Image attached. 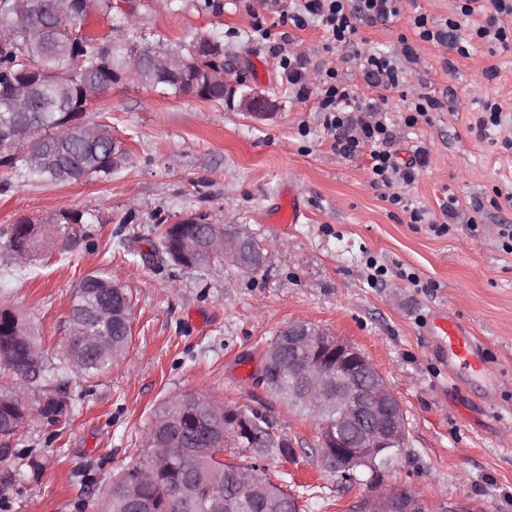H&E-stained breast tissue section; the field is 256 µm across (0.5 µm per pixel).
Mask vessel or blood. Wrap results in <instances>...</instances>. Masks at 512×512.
Returning <instances> with one entry per match:
<instances>
[{
  "label": "vessel or blood",
  "mask_w": 512,
  "mask_h": 512,
  "mask_svg": "<svg viewBox=\"0 0 512 512\" xmlns=\"http://www.w3.org/2000/svg\"><path fill=\"white\" fill-rule=\"evenodd\" d=\"M428 334L446 367L462 369L479 377H490L491 368L484 358L481 344L474 338L470 327L449 312L435 314Z\"/></svg>",
  "instance_id": "b4317fda"
}]
</instances>
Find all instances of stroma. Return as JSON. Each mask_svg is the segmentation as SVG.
<instances>
[{
    "mask_svg": "<svg viewBox=\"0 0 512 512\" xmlns=\"http://www.w3.org/2000/svg\"><path fill=\"white\" fill-rule=\"evenodd\" d=\"M135 0L137 31L169 47L205 34L224 43V59L277 109L256 119L235 105L120 83L91 107L129 151L112 176L0 185V231L25 217L68 206L98 213L92 238L68 252L46 244L31 266L0 259V300L33 328L49 357L69 334L72 292L92 271L108 269L133 298L125 354L58 383L70 398L66 417L32 421L0 454V512H100L102 488L143 461L153 416L166 398L201 392L223 405L266 416L291 439L295 455L265 460L273 480L298 494L306 512H347L365 494L405 489L429 502H466L479 512H512V252L501 225H512V49L471 39L483 14L462 18L467 54L422 41L415 16H454L456 0H403L397 17L360 26L365 50L395 53L407 38L418 57L394 90L371 86L345 50L326 57L322 28L287 21L298 0ZM261 18L267 36L254 33ZM287 39L307 59L309 78L339 69L368 99L385 98L397 128L396 160L427 151L405 194L441 219L446 194L459 203L448 233L411 223L372 185L368 153L331 148L315 100L300 101L269 52ZM420 94L444 107L431 122L403 118ZM508 121L482 134L484 101ZM295 194L302 215L277 214ZM246 227L269 244L262 268L221 272L152 263L143 257L161 231L189 215ZM383 275H376V268ZM419 285H412L408 274ZM444 309L466 322L495 368L492 382L450 375L433 355L425 325ZM292 321H305L359 349L398 398L406 441L379 479L343 485L313 450L314 425L258 384L264 347ZM29 467L19 468L20 459Z\"/></svg>",
    "mask_w": 512,
    "mask_h": 512,
    "instance_id": "1",
    "label": "stroma"
}]
</instances>
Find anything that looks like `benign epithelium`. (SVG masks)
<instances>
[{
	"label": "benign epithelium",
	"instance_id": "7a95c632",
	"mask_svg": "<svg viewBox=\"0 0 512 512\" xmlns=\"http://www.w3.org/2000/svg\"><path fill=\"white\" fill-rule=\"evenodd\" d=\"M224 93H239L238 107L253 116L274 109L272 101L254 91L239 92L244 81L224 70ZM224 244V260L241 271L253 273L265 262L267 246L246 229L228 230L223 224H206L199 235L180 237L179 255L210 251ZM281 344L302 350V362L282 359L266 347L262 355L260 379L269 386L281 374L295 377L296 392L312 414L323 415L316 429L319 453L326 461L336 460L335 472L347 482L359 481L365 468L378 470L405 442V422L401 405L382 375L353 346L303 321L288 324L279 333ZM259 424L242 410L224 409V434L243 437L255 444L263 438H276L271 427L258 431ZM252 492L249 471H241L236 483L224 496L241 499ZM358 512H463L462 504L431 506L418 494L378 493L355 502Z\"/></svg>",
	"mask_w": 512,
	"mask_h": 512
}]
</instances>
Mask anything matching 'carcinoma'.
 <instances>
[{
	"label": "carcinoma",
	"mask_w": 512,
	"mask_h": 512,
	"mask_svg": "<svg viewBox=\"0 0 512 512\" xmlns=\"http://www.w3.org/2000/svg\"><path fill=\"white\" fill-rule=\"evenodd\" d=\"M72 15L56 16L53 0H35L29 14L0 18V131L9 128L34 133L26 140L1 147L8 161L0 167L17 179L62 183L112 175V131L99 124V137L88 140L82 132L93 98L119 83L132 56L141 58L151 71L155 55L175 54L162 43L150 45L132 35L119 47L108 37L84 36ZM209 50L203 60L181 74L156 73L152 87L175 95L198 94L205 100H224V45L206 38ZM25 92L37 101L31 112L14 109L16 97ZM98 216L76 208H63L45 219L24 218L0 232L12 250L32 254L44 243L48 231L62 237L61 249L69 250L90 237ZM174 226L164 229L149 244L150 256L165 255L185 268H206L215 258L205 254L178 259L172 249ZM112 302L113 317L99 324L107 348L93 351L85 337L70 335L64 350L65 364L49 361L32 336L27 322L0 300V370L12 375L11 389L0 393V437L9 438L30 420H57L67 412V395L52 389L50 379L68 368L74 373L100 371L120 357L132 338V297L123 287H112L105 269L86 275L73 291L68 321L82 319ZM216 404L206 394H175L157 410L147 448L151 457L173 445L185 449L181 461L157 470L152 481L139 482V467L127 470L126 483L116 481L102 496L104 512H128L126 486L137 485L148 512H296L297 497L274 483L263 469L253 470L254 494L243 500L214 503L220 487L234 484L239 464L216 462L206 451L210 438L202 423L204 409ZM295 449L286 438L251 449V458L291 457Z\"/></svg>",
	"instance_id": "obj_1"
}]
</instances>
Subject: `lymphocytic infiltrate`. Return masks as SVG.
I'll use <instances>...</instances> for the list:
<instances>
[{
  "label": "lymphocytic infiltrate",
  "mask_w": 512,
  "mask_h": 512,
  "mask_svg": "<svg viewBox=\"0 0 512 512\" xmlns=\"http://www.w3.org/2000/svg\"><path fill=\"white\" fill-rule=\"evenodd\" d=\"M401 0H301L297 12L291 16L296 28L308 25L322 28L325 39L321 46L325 54L350 47L352 57L359 61L367 78L374 86L394 89L400 85V71L391 57L357 48L359 25L384 22L400 12ZM481 40L512 48V0H491L485 20L473 30ZM273 55L278 59L289 85L295 89L299 100L315 99L324 130L331 135V147L336 154L351 157L366 152L370 155V176L374 186L388 188V202L409 212L414 224L427 223L424 210L413 207L403 189L415 180L416 165L424 164V156H417L415 164L399 166L390 147L397 134L394 125L381 116L377 102L361 98L356 89L347 83L338 70L330 68L319 79L318 86H311L305 61L298 54L274 46Z\"/></svg>",
  "instance_id": "f902f5d3"
}]
</instances>
